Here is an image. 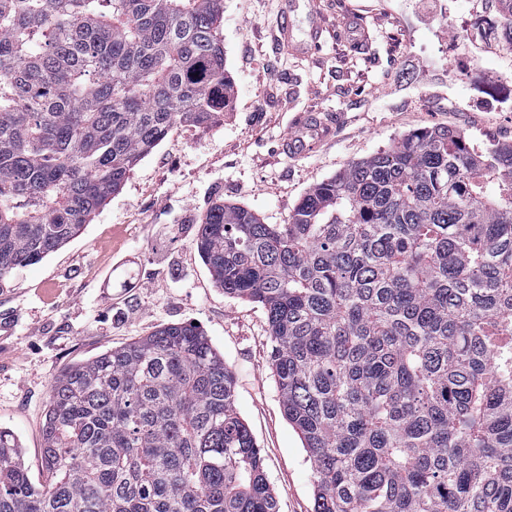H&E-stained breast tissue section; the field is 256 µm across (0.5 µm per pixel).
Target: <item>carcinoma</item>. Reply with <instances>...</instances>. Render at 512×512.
<instances>
[{"label":"carcinoma","instance_id":"carcinoma-1","mask_svg":"<svg viewBox=\"0 0 512 512\" xmlns=\"http://www.w3.org/2000/svg\"><path fill=\"white\" fill-rule=\"evenodd\" d=\"M224 0H0V285L234 93ZM196 247L266 312L313 512H512V144L412 131L286 224L218 199ZM47 486L0 428V512H278L234 377L170 324L55 375Z\"/></svg>","mask_w":512,"mask_h":512}]
</instances>
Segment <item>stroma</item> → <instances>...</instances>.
<instances>
[{
	"label": "stroma",
	"instance_id": "1",
	"mask_svg": "<svg viewBox=\"0 0 512 512\" xmlns=\"http://www.w3.org/2000/svg\"><path fill=\"white\" fill-rule=\"evenodd\" d=\"M224 0L226 68L234 96L208 126L180 123L134 168L82 233L0 288V427L22 444L31 480L50 476L43 422L64 367L174 323L197 322L235 378L236 407L264 458L279 512H312V471L283 415L264 309L225 297L195 244L208 203L287 223L305 193L348 164L428 127L471 144L512 143V49L496 40L502 0ZM307 54L278 42L285 14ZM352 16L370 40L353 42ZM492 20L479 31L477 19ZM300 112H323L334 137L289 159L278 146Z\"/></svg>",
	"mask_w": 512,
	"mask_h": 512
}]
</instances>
